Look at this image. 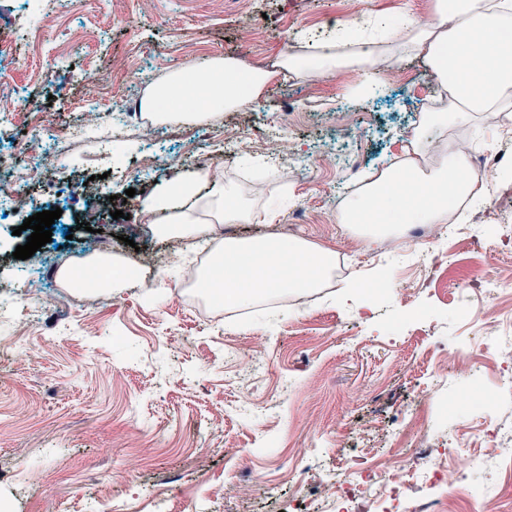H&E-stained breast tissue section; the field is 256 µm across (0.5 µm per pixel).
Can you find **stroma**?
I'll use <instances>...</instances> for the list:
<instances>
[{"mask_svg": "<svg viewBox=\"0 0 512 512\" xmlns=\"http://www.w3.org/2000/svg\"><path fill=\"white\" fill-rule=\"evenodd\" d=\"M353 10L352 0H70L39 21L57 39L21 46L15 62L0 67V81L24 87L54 130L93 129L143 79L155 84L175 66L214 56L272 64L284 52L305 51L308 35L336 29ZM350 80L278 77L252 110L182 126L175 139L152 140L141 124L115 128L108 145L65 142L57 165L78 197L75 218L97 229L100 245L124 264L152 258L156 265L149 283L91 300L71 299L60 279L37 273L44 306L35 319L18 327L0 308V337L17 331L28 338L23 351L0 344V501H9V512H54L56 501L78 497L137 512L138 497L149 494L167 500L171 512H275L261 498H238L236 484L297 465L290 449L329 432L330 465L355 452L389 451L417 391L438 380L450 390L472 384L495 392L490 419L512 435V378L434 359L440 349H472L495 333L471 330L457 313L452 289L473 270L500 281L512 314V251L500 247L502 228L512 226V171H498L488 198L465 215L477 234L474 252L442 243L455 262L436 287H426L408 250L377 261L375 245L337 223L336 199L400 151L401 133L436 86L417 57L388 71L374 99L348 98ZM280 123L289 130L281 144L267 137ZM356 135L360 148L337 154ZM111 146L124 154L122 173L110 171ZM277 150L288 166L282 180L256 165ZM193 154L217 161V173L253 193L257 208H277L273 222L231 225L235 238L298 225L300 239L340 256L357 252L347 279L385 272L409 289V300L391 293L371 304L364 291L332 286L306 306L284 298L282 313L272 316L197 296L187 266L202 241L169 242L140 213L143 194L188 174ZM92 176L91 196L83 184ZM116 210L123 218L113 219ZM13 230L0 223V294L37 264L14 258L25 238ZM171 243L183 263L167 262ZM265 336L274 339L265 367L240 378L224 360L225 344L237 342L245 353ZM243 388L258 404L249 415L229 409ZM272 399L281 404L273 415L264 409ZM137 453L146 460L134 470L125 459Z\"/></svg>", "mask_w": 512, "mask_h": 512, "instance_id": "stroma-1", "label": "stroma"}]
</instances>
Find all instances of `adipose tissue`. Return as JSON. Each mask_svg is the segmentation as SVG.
<instances>
[{
  "mask_svg": "<svg viewBox=\"0 0 512 512\" xmlns=\"http://www.w3.org/2000/svg\"><path fill=\"white\" fill-rule=\"evenodd\" d=\"M357 0L361 15L384 33L377 45L342 51L336 41L283 54L269 67H244L232 58H212L192 69L170 70L141 100L157 123H200L219 112H238L259 99L276 77L305 80L357 74L347 96H375L384 74L405 56L421 57L438 93L423 108L399 155L378 169L336 209V221L351 224L363 240L397 242L407 224H444L452 211L480 201L490 182L468 165L465 143L455 130L488 115L512 112V0H427L428 20L403 11L390 16ZM141 208L156 218L155 232L201 237L214 224H250L258 212L233 180L198 174L168 181L144 198ZM334 251L279 238L214 241L195 288L220 290L224 302L249 307L265 297L314 292L330 280Z\"/></svg>",
  "mask_w": 512,
  "mask_h": 512,
  "instance_id": "obj_1",
  "label": "adipose tissue"
}]
</instances>
